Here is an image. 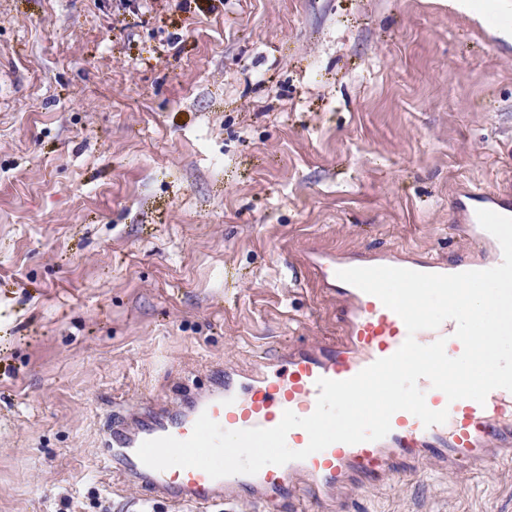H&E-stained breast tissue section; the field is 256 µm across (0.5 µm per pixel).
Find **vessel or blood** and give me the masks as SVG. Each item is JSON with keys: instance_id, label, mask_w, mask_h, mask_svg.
Returning <instances> with one entry per match:
<instances>
[{"instance_id": "obj_1", "label": "vessel or blood", "mask_w": 512, "mask_h": 512, "mask_svg": "<svg viewBox=\"0 0 512 512\" xmlns=\"http://www.w3.org/2000/svg\"><path fill=\"white\" fill-rule=\"evenodd\" d=\"M512 217V198L494 190L465 186L453 199L456 216L451 230L469 246L454 259L418 251L330 253L311 250L305 263L322 291L336 301L337 336L302 342L250 369L227 367L212 373L201 390L183 389L164 401H150L136 410L120 409L100 436L101 459L153 497L175 504H194L210 512L218 504L247 502L265 512H325L329 502L348 490L381 485L389 476L419 472L426 462L449 470L478 474L494 465L512 464V392L492 390L485 403L448 401L446 395L420 379L425 402L434 411L447 410L445 423L424 426L407 411L395 412L383 439L358 444L334 443L306 459L282 466L267 465L254 475L211 478L198 468L154 470L139 459L140 444L164 436L188 439L200 414L223 429L272 428L284 411L310 415L321 392L317 382L346 380L378 359L393 355L407 338L402 319L375 296L340 280L339 270L391 266L425 273L453 274L485 270L503 259L497 239L484 230L477 210ZM456 324L419 331L415 339L429 345L445 339L449 357L462 354Z\"/></svg>"}]
</instances>
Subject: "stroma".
Masks as SVG:
<instances>
[{"mask_svg": "<svg viewBox=\"0 0 512 512\" xmlns=\"http://www.w3.org/2000/svg\"><path fill=\"white\" fill-rule=\"evenodd\" d=\"M512 43L461 0H0V512H196L100 459L114 404L332 335L302 263L465 248ZM350 512H512L425 465Z\"/></svg>", "mask_w": 512, "mask_h": 512, "instance_id": "1", "label": "stroma"}]
</instances>
